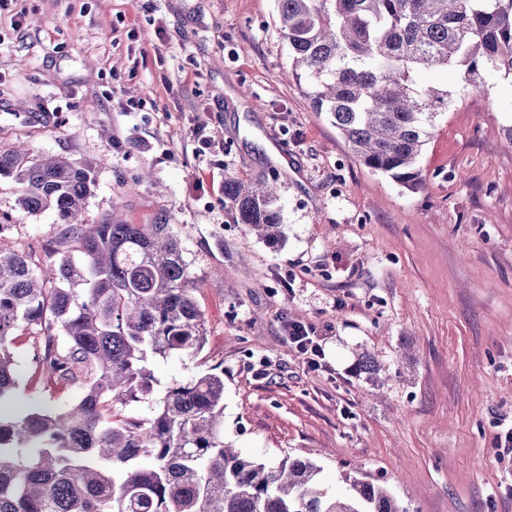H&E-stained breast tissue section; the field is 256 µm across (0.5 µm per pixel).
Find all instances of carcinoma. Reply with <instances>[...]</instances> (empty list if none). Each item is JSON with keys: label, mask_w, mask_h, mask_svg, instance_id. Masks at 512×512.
I'll use <instances>...</instances> for the list:
<instances>
[{"label": "carcinoma", "mask_w": 512, "mask_h": 512, "mask_svg": "<svg viewBox=\"0 0 512 512\" xmlns=\"http://www.w3.org/2000/svg\"><path fill=\"white\" fill-rule=\"evenodd\" d=\"M276 3L313 108L364 165L413 192L433 120L454 105L417 73L452 71L476 91L490 74L512 80V0ZM96 168L23 146L0 153L19 206L67 226L42 268L0 248V404L19 384L22 327L40 334L36 375L82 391L62 409L0 413V512H400L380 484L348 474V493L332 496L312 460L269 467L224 442L222 368L168 387L150 418L125 412L153 393L148 357L203 350L204 315L170 225L77 223ZM224 198L266 244L283 241L274 183L227 178Z\"/></svg>", "instance_id": "obj_1"}]
</instances>
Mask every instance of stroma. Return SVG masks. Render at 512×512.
Wrapping results in <instances>:
<instances>
[{
    "label": "stroma",
    "mask_w": 512,
    "mask_h": 512,
    "mask_svg": "<svg viewBox=\"0 0 512 512\" xmlns=\"http://www.w3.org/2000/svg\"><path fill=\"white\" fill-rule=\"evenodd\" d=\"M275 0H0V150L98 165L82 224H169L205 318L200 354L148 362L162 395L224 367V437L275 466L311 458L402 512H512V82L452 91L414 193L363 165L292 77ZM274 181L285 239L239 224L224 180ZM62 225L0 176V246L53 259ZM310 325L307 364L283 323ZM38 335L15 339L7 410L81 391L30 381ZM372 358L383 387L359 370Z\"/></svg>",
    "instance_id": "stroma-1"
}]
</instances>
